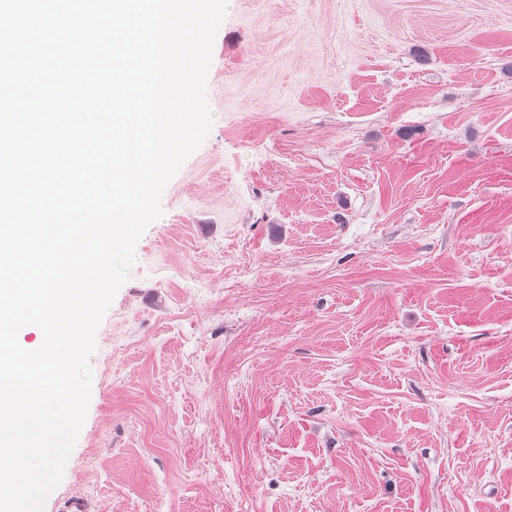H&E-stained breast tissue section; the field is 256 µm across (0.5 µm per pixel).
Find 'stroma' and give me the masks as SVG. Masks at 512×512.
I'll list each match as a JSON object with an SVG mask.
<instances>
[{"instance_id":"obj_1","label":"stroma","mask_w":512,"mask_h":512,"mask_svg":"<svg viewBox=\"0 0 512 512\" xmlns=\"http://www.w3.org/2000/svg\"><path fill=\"white\" fill-rule=\"evenodd\" d=\"M207 99L44 512H512V0H228Z\"/></svg>"}]
</instances>
